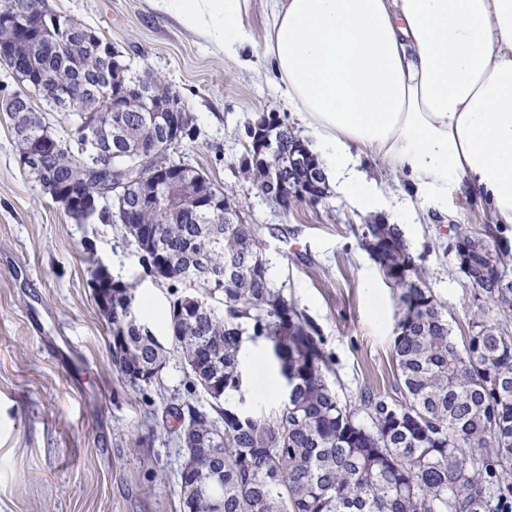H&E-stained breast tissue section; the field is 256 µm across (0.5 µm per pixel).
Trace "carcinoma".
Returning a JSON list of instances; mask_svg holds the SVG:
<instances>
[{
  "label": "carcinoma",
  "instance_id": "carcinoma-1",
  "mask_svg": "<svg viewBox=\"0 0 512 512\" xmlns=\"http://www.w3.org/2000/svg\"><path fill=\"white\" fill-rule=\"evenodd\" d=\"M33 0H0V43L20 44V68L36 76L26 102L54 107L53 90L76 88L78 112H98L106 66L81 20L55 13L46 29L28 14ZM112 150L146 157L163 144L171 122L193 140L192 115L155 121L152 112H113ZM60 140L54 154L29 172L35 182L53 178L64 191L94 195L110 169L87 151L88 143ZM113 190L112 210L100 220L115 224L113 211L129 207L132 221L123 225L139 253L145 272L173 288L167 323L173 352L183 362L194 390L212 400L211 416L187 402L175 408L197 439L193 467L179 472L180 512H504L512 498V336L483 319L458 348L448 320L431 292L407 287L416 272L397 224H367V251L388 242L384 274L401 295L402 318L393 353L403 401L388 403L371 392L360 406L372 425L342 404L327 383L328 357L316 329L294 303L271 287L259 240V227L224 209L156 206L137 210V196ZM454 248L461 272L488 301L512 311V279L507 247L463 224H453ZM131 285L112 282V309L106 314L112 335L125 348L112 352L119 371L141 370L134 385H149L166 365L167 355L155 337L127 313L123 299ZM272 344L284 375L295 378L293 390L271 419L255 418L222 401L240 386L238 355L243 337ZM469 449L471 455L464 454ZM216 482L220 505L190 492L199 480Z\"/></svg>",
  "mask_w": 512,
  "mask_h": 512
}]
</instances>
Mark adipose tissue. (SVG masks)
Masks as SVG:
<instances>
[{
  "label": "adipose tissue",
  "mask_w": 512,
  "mask_h": 512,
  "mask_svg": "<svg viewBox=\"0 0 512 512\" xmlns=\"http://www.w3.org/2000/svg\"><path fill=\"white\" fill-rule=\"evenodd\" d=\"M225 58L268 62L322 152L328 182L353 157L410 177L425 206L467 188L512 227V0H149Z\"/></svg>",
  "instance_id": "ef3b65f1"
}]
</instances>
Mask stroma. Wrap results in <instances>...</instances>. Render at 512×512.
<instances>
[{"mask_svg": "<svg viewBox=\"0 0 512 512\" xmlns=\"http://www.w3.org/2000/svg\"><path fill=\"white\" fill-rule=\"evenodd\" d=\"M59 12L95 28L120 51L132 73L147 72L179 92L198 134L172 150L174 160L203 171L247 223L259 225L274 288L317 330L329 385L358 403L369 391L389 401L403 392L393 357L402 291L361 247L373 218L400 225L418 267V285L442 307L456 342L474 317L512 335V314L499 312L460 271L452 225L494 223L464 188L448 191L444 212L403 197L406 183L383 163L365 170L384 208H362L363 185L331 187L317 203L283 208L240 171L244 127L273 113L301 126L274 84L244 70L148 0H50ZM132 284L134 313L163 346L171 340L166 283L146 274L121 225L76 221L41 190L20 163L6 115L0 114V512H179L182 450L173 408L210 399L193 391L177 357L158 379L132 385L112 358V334L90 285V262ZM63 328L83 358L57 362L42 335ZM252 353L230 404L268 418L283 403L284 379L270 342L247 340Z\"/></svg>", "mask_w": 512, "mask_h": 512, "instance_id": "obj_1", "label": "stroma"}]
</instances>
